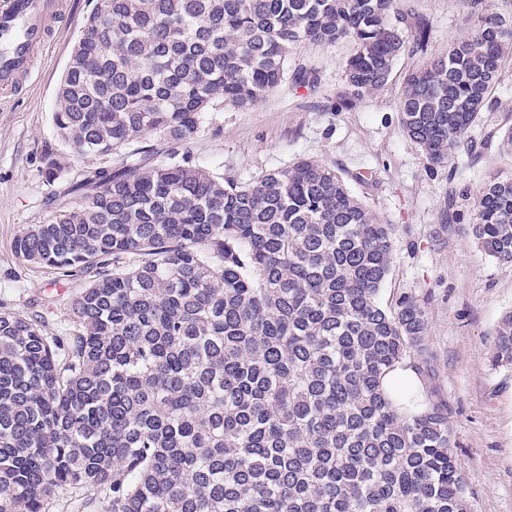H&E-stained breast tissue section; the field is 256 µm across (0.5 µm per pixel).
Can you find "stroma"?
<instances>
[{
	"instance_id": "1",
	"label": "stroma",
	"mask_w": 512,
	"mask_h": 512,
	"mask_svg": "<svg viewBox=\"0 0 512 512\" xmlns=\"http://www.w3.org/2000/svg\"><path fill=\"white\" fill-rule=\"evenodd\" d=\"M95 4L66 0L73 20L40 51L22 91L0 106V308L37 318L51 336L77 332L69 304L89 275L63 277L23 262L14 242L57 207L80 202L89 171L143 159L158 164L176 152L215 177L247 184L298 158H317L393 229V262L380 300L390 307L410 295L425 311V356L433 376L421 378L418 396L434 394L448 404L469 512H512V365L490 362L497 324L512 312V263L488 258L469 224L470 191L489 174L512 170V158L500 149L502 132L512 126L506 109L512 63L492 97L496 111L482 115L452 163L432 162L403 133L397 112L406 72L425 57L443 56L472 28L462 0H397L406 50L389 82L353 108L339 104L352 42L305 43L288 66L314 69L316 90L287 81L248 109L215 102L186 143L149 134L112 156H79L59 139L52 111L71 49ZM419 21L431 30L423 53L413 41ZM49 152L63 166L53 182L44 170ZM359 172L368 180L356 181Z\"/></svg>"
}]
</instances>
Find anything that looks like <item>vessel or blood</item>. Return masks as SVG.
<instances>
[{
    "label": "vessel or blood",
    "instance_id": "1",
    "mask_svg": "<svg viewBox=\"0 0 512 512\" xmlns=\"http://www.w3.org/2000/svg\"><path fill=\"white\" fill-rule=\"evenodd\" d=\"M61 17V0H0V100L22 85Z\"/></svg>",
    "mask_w": 512,
    "mask_h": 512
}]
</instances>
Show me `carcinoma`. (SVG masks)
I'll use <instances>...</instances> for the list:
<instances>
[{
    "label": "carcinoma",
    "mask_w": 512,
    "mask_h": 512,
    "mask_svg": "<svg viewBox=\"0 0 512 512\" xmlns=\"http://www.w3.org/2000/svg\"><path fill=\"white\" fill-rule=\"evenodd\" d=\"M408 73L403 132L447 163L512 59V18ZM396 0H98L52 114L77 155L152 133L187 141L217 99L257 105L302 42L349 39L341 104L386 85ZM297 87L314 71L299 67ZM91 192L15 240L65 276L74 336L0 311V512H467L448 405L388 390L424 351L425 312L380 293L392 228L310 157L239 185L172 154L87 177ZM471 232L512 263V173L475 192ZM493 366L512 363V314Z\"/></svg>",
    "instance_id": "obj_1"
}]
</instances>
